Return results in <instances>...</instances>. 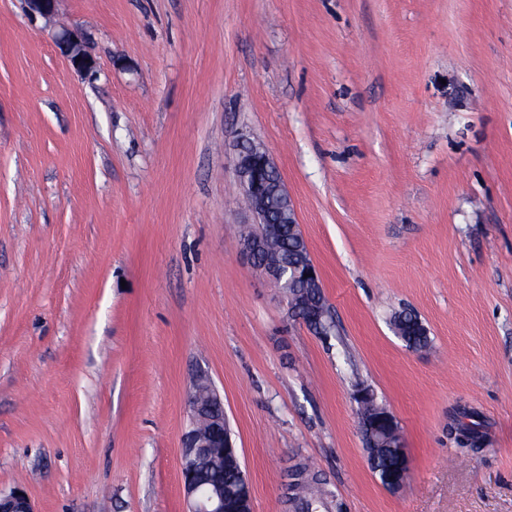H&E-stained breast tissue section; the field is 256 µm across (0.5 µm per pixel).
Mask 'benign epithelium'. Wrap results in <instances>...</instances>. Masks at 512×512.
I'll list each match as a JSON object with an SVG mask.
<instances>
[{
  "label": "benign epithelium",
  "instance_id": "1",
  "mask_svg": "<svg viewBox=\"0 0 512 512\" xmlns=\"http://www.w3.org/2000/svg\"><path fill=\"white\" fill-rule=\"evenodd\" d=\"M58 0H24L27 14L36 19L48 18L54 14ZM56 44L62 55L78 72L91 75L96 71L97 63L87 46L84 35L75 29L63 28L56 34ZM237 183L253 215L255 231L250 237L240 240L241 248L248 262L273 283L281 288L289 319L309 328L314 325L309 319L313 302L306 298L294 300L288 297L289 285H311L318 291V297L324 298L323 284L317 266L312 257L297 266H288L271 257L264 256L268 240L277 233L282 221L300 228L294 202L280 174V171L261 144L244 141L240 145L235 159ZM355 400L361 406L374 409L372 417L360 424L361 431H374L380 426L387 429L389 438L394 440V447L402 457H407L399 422L384 406L376 401L371 389L360 387L355 392ZM202 404L195 390L187 396L188 429L182 436L180 448V474L186 512H253L252 495L249 481L231 492L217 485L206 492L196 471V460L206 453L217 464L224 461V455L231 454L239 458L238 448L233 443L230 433L224 431V418L216 420V426L223 432L216 439L205 436L197 429ZM0 512H36L35 506L26 490L15 486L6 491L0 488Z\"/></svg>",
  "mask_w": 512,
  "mask_h": 512
}]
</instances>
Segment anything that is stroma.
I'll list each match as a JSON object with an SVG mask.
<instances>
[{
  "label": "stroma",
  "instance_id": "35a3bbf8",
  "mask_svg": "<svg viewBox=\"0 0 512 512\" xmlns=\"http://www.w3.org/2000/svg\"><path fill=\"white\" fill-rule=\"evenodd\" d=\"M244 137L280 169L331 335L240 253ZM201 372L253 512H286L305 460L340 512H512V0H0V487L184 512ZM360 384L400 424L403 490L368 464ZM56 44L74 69L85 75H93L97 63L81 32L75 29L63 28L56 34ZM78 56H81V60H78ZM415 319H419L417 315L402 311L395 313L392 317L391 323L394 328L400 327L402 338L406 346L410 349L417 347L419 349H426L431 344V338L427 329H422L417 326ZM415 350V349H412Z\"/></svg>",
  "mask_w": 512,
  "mask_h": 512
}]
</instances>
